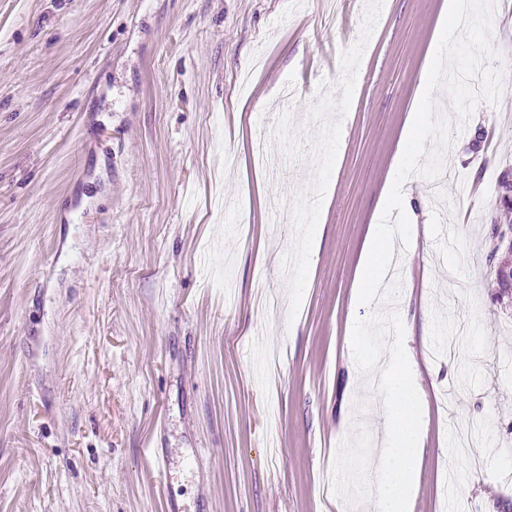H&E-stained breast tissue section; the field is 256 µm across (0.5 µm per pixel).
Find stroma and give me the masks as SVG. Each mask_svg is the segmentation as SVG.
Returning a JSON list of instances; mask_svg holds the SVG:
<instances>
[{
	"label": "stroma",
	"instance_id": "stroma-1",
	"mask_svg": "<svg viewBox=\"0 0 512 512\" xmlns=\"http://www.w3.org/2000/svg\"><path fill=\"white\" fill-rule=\"evenodd\" d=\"M446 2L0 0V512H347L337 445L383 421L351 297ZM492 43L500 102L452 146L456 186L406 183L411 512H512V305L486 264L512 0Z\"/></svg>",
	"mask_w": 512,
	"mask_h": 512
}]
</instances>
